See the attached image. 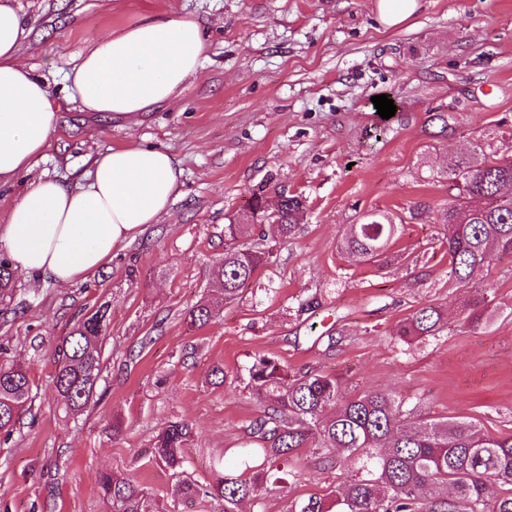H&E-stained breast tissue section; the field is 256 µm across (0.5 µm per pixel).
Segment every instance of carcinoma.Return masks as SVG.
<instances>
[{"label": "carcinoma", "instance_id": "1", "mask_svg": "<svg viewBox=\"0 0 512 512\" xmlns=\"http://www.w3.org/2000/svg\"><path fill=\"white\" fill-rule=\"evenodd\" d=\"M447 233L441 240L448 255L449 274L467 286L472 272L490 267L498 254H512V156H498L481 144L467 154L448 158ZM256 194L237 224L224 226L235 242L224 248L213 266L212 286L231 302L266 265L271 250L265 237L239 242L248 223L270 224L271 233L288 239L299 231L305 203L298 195H284L275 217ZM401 225L376 213L351 224L341 249L353 261L388 265ZM13 273L0 257V299H10ZM465 322L479 325L499 312L493 298L477 292L466 302ZM215 317L206 304L188 311V324L200 329ZM108 326V306L101 304L77 318L55 349L53 375L61 410L79 411L93 401L101 373L102 344ZM446 326L442 306L425 304L401 319L396 336L406 344L438 336ZM245 374L262 405V414L249 425L248 441L233 466L219 458L213 480L200 484L187 472L183 449L194 436L193 427L174 420L155 438L150 460L168 469L175 479L174 494L183 498H217L224 512H240L250 500L258 503L260 488L271 470L300 463L298 450L313 448L315 465L323 472L355 474L325 493L288 500L285 512H512V434L495 436L472 421L425 419L411 427L406 419L417 411L392 392L345 395L338 379L312 370L289 372L273 356L257 355ZM27 370L0 365V434L10 436L31 400ZM330 406L336 412L323 418ZM500 486L488 495V484ZM100 495L112 501L114 512H151L145 490L116 473L98 479Z\"/></svg>", "mask_w": 512, "mask_h": 512}]
</instances>
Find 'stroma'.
Instances as JSON below:
<instances>
[{"mask_svg": "<svg viewBox=\"0 0 512 512\" xmlns=\"http://www.w3.org/2000/svg\"><path fill=\"white\" fill-rule=\"evenodd\" d=\"M18 2L32 25L21 58L61 104L38 172L73 184L97 153L136 143L167 150L182 176L168 213L87 280L60 286L15 273L12 299L0 302V364L26 368L33 387L13 434L0 436V512H113L96 491L103 472L177 512H223L212 499L175 501L169 471L147 453L178 418L194 430L185 450L193 479L211 481L215 458L234 462L261 413L242 376L259 353L334 376L348 394L388 390L422 417L512 434V255L463 288L437 244L448 210L437 172L449 155L477 142L512 154V0H420L395 27L380 22L377 0ZM149 13L201 24L198 78L133 121L80 111L69 60ZM381 94L396 107L391 118L371 101ZM438 112L453 115L449 130L432 122ZM281 192L306 200L300 232L273 243L261 274L225 303L211 285L225 224L252 195ZM420 201L429 210L411 217ZM380 211L405 222L392 247L401 261H349L338 248L344 226ZM470 290L494 296L502 313L464 325ZM314 293L322 309L297 315V300ZM203 301L218 317L188 328L186 312ZM427 303L446 309L447 329L409 345L395 338V324ZM100 304L109 313L97 398L67 415L52 385L55 346ZM215 364L224 386L208 379ZM299 455L295 474L264 485L263 512L347 477L319 470L311 449Z\"/></svg>", "mask_w": 512, "mask_h": 512, "instance_id": "1", "label": "stroma"}]
</instances>
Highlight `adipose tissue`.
<instances>
[{
	"instance_id": "1",
	"label": "adipose tissue",
	"mask_w": 512,
	"mask_h": 512,
	"mask_svg": "<svg viewBox=\"0 0 512 512\" xmlns=\"http://www.w3.org/2000/svg\"><path fill=\"white\" fill-rule=\"evenodd\" d=\"M30 34L15 0H0V184L32 177L0 225V248L16 271L70 285L167 213L182 170L165 150L127 145L98 153L73 186L33 176L60 105L20 59ZM205 49L196 20L146 15L74 57L67 77L82 111L132 118L178 98L199 74Z\"/></svg>"
}]
</instances>
